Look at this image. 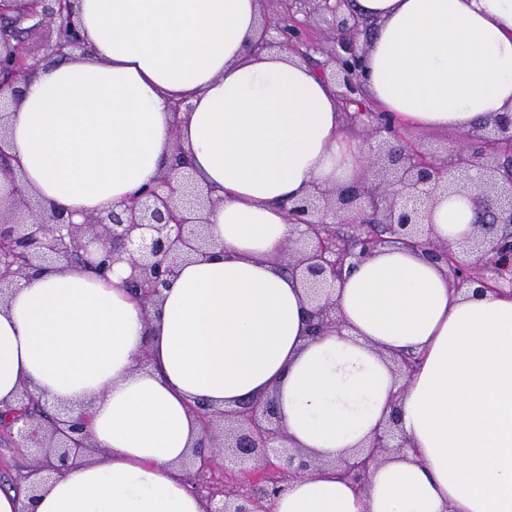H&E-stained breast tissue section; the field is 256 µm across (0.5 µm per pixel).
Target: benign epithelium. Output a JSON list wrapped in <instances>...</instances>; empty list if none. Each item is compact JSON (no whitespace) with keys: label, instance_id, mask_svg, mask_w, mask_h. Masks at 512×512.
I'll return each mask as SVG.
<instances>
[{"label":"benign epithelium","instance_id":"benign-epithelium-1","mask_svg":"<svg viewBox=\"0 0 512 512\" xmlns=\"http://www.w3.org/2000/svg\"><path fill=\"white\" fill-rule=\"evenodd\" d=\"M37 9L16 36L17 45L0 42V55L17 63L23 77L3 79L0 65V170H4L5 128L2 99L21 93L35 65L23 46L29 33L45 24L55 28L52 48L59 54L82 47L74 25L75 0H36ZM261 30L249 45L252 52L274 47L293 52L312 64L319 75L339 88V101L347 125L358 132L366 164L354 181L336 188L316 186L305 197L292 201L285 214L296 229L279 257L288 275L302 284L307 298V332L316 339L341 326L334 297L345 270L375 250L396 246L420 252L446 270L456 291L477 284L482 292L499 294L512 287V155L499 149L512 144V111L500 112L479 127L459 136L457 147L445 158H436L409 141L383 112L366 107L364 88L355 79L362 65L365 45L363 19L345 10L348 0H261ZM328 23L321 42L310 34L311 20ZM69 38L63 39L60 19ZM470 193L475 203L473 234L452 246L429 237L428 223L441 193ZM30 197L17 185L0 196V302L19 279L47 263L67 267L75 262L108 276L117 261H125L131 274L125 286L144 307H154L184 261L203 256L210 248L204 212L214 206L211 193L196 182L183 148L174 145L155 185L135 193L121 211L73 215L54 205H40L28 218L20 217ZM480 255L475 262L463 255ZM396 374L410 379L419 364L412 354L393 358ZM33 401L23 389L11 408L7 432L18 447L36 448L34 472L60 475L82 461L75 449L89 448L86 416L71 415L57 406L41 417L32 415ZM202 435L184 463L189 480L203 481L220 461L230 458L239 466V482L232 491L205 496L206 512H267L266 504L284 488L283 478H296L322 470L324 464L286 445L273 397L247 400L234 409L196 406ZM399 411L376 428L365 446L350 457L332 463L340 475L362 488L372 469L392 450L406 447L398 436Z\"/></svg>","mask_w":512,"mask_h":512}]
</instances>
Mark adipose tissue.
<instances>
[{
  "label": "adipose tissue",
  "instance_id": "ef3b65f1",
  "mask_svg": "<svg viewBox=\"0 0 512 512\" xmlns=\"http://www.w3.org/2000/svg\"><path fill=\"white\" fill-rule=\"evenodd\" d=\"M371 24L367 96L402 123L468 131L512 109V0H351ZM87 52L51 54L23 88L5 142L23 186L74 216L123 209L181 143L203 188L210 253L156 310L124 287L50 267L0 303V409L21 388L88 407L92 462L0 512H205L178 461L192 408L275 393L292 446L333 459L400 409L407 448L356 490L326 470L270 512H512V293H453L421 254L382 249L336 290L340 331L305 336L298 283L276 263L283 206L363 170L337 88L277 49L250 53L259 0H77ZM190 109L174 112L175 101ZM472 204L440 195L433 239L470 234ZM148 352L147 366L136 355ZM420 364L410 381L393 355Z\"/></svg>",
  "mask_w": 512,
  "mask_h": 512
}]
</instances>
